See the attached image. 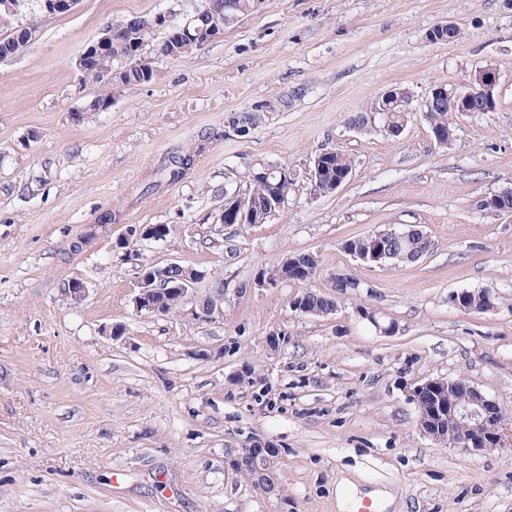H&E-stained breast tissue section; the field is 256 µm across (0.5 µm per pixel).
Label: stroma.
<instances>
[{
    "mask_svg": "<svg viewBox=\"0 0 512 512\" xmlns=\"http://www.w3.org/2000/svg\"><path fill=\"white\" fill-rule=\"evenodd\" d=\"M201 4L79 0L0 61V512H337L350 494L381 512H512V449L439 444L409 398L464 379L512 426V216L475 206L512 187V5L265 0L187 58H155L153 82H82L76 59L105 25ZM446 22L458 39L429 42ZM485 64L496 109L450 113L448 146L417 112L397 136L349 125L387 89L419 103ZM107 92L108 109L77 119ZM333 149L352 176L314 194L308 168ZM261 164L294 171L287 202L219 225ZM142 224L170 234L119 247ZM414 224L432 243L418 261L343 248ZM299 253L317 257L313 277L269 281ZM147 262L203 272L196 293L223 289V318L137 313ZM340 274L357 288L336 292ZM463 290L496 305L461 312ZM306 292L335 313L294 311ZM250 446L278 450L283 499L229 468Z\"/></svg>",
    "mask_w": 512,
    "mask_h": 512,
    "instance_id": "stroma-1",
    "label": "stroma"
}]
</instances>
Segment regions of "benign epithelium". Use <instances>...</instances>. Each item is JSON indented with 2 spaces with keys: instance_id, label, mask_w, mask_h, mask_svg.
<instances>
[{
  "instance_id": "7a95c632",
  "label": "benign epithelium",
  "mask_w": 512,
  "mask_h": 512,
  "mask_svg": "<svg viewBox=\"0 0 512 512\" xmlns=\"http://www.w3.org/2000/svg\"><path fill=\"white\" fill-rule=\"evenodd\" d=\"M78 0H39V6L49 15H63L72 11ZM138 25L147 31L156 28L174 27L179 30L178 38L193 40L199 45L214 40L222 35L220 30L202 31L190 27V22L176 23L166 14H157L154 17L141 18ZM121 29L117 25L108 24L100 36L86 44L80 52L76 66L81 72L94 60L102 59L106 51L112 46L114 39ZM500 81V73L490 64L479 66L469 76L466 83L461 86L455 84H441L433 86L419 108L413 107L414 97L407 89L391 88L378 97L373 110L365 113L363 122L358 127L374 125L381 122L382 130L396 136L403 130L401 126H394L387 118L390 103L394 100L402 103L406 111L418 110L422 113L431 112L434 108L448 105L450 112H492L496 107V90ZM321 156H316L310 170L312 190L316 195H325L336 192L347 180L343 176L336 179L328 190L321 189L316 183L320 167ZM512 200V187L484 196L479 199V208L500 213L512 214V206L504 207L502 202ZM235 206L226 211L220 224H241L247 219L243 210L242 195L233 196ZM396 234L394 230L375 232L373 242L376 246L368 253L360 254L352 248L347 251L353 257L368 264L383 265L393 258L391 252L385 249L383 240L389 235ZM202 279V274L194 273L182 279L178 288L169 287V280L158 275V270L151 265H144L140 269L138 291L134 297L136 311L147 315H163L165 308L161 305L160 297L176 292L180 296V311H187L203 321H213L224 317V289L217 288L213 295L200 300L197 298L194 285ZM451 387L456 398L445 403L437 398V393L444 388ZM410 400L418 411V424L421 430L433 440L458 447L463 451L471 452L487 448H501L512 439V431L505 427L504 419L500 417L499 404L487 398L478 388L463 379L450 381L445 378L428 379L416 385L410 391ZM278 452L259 448H244L239 456L229 461V467L238 471L241 467L250 468L253 473L254 487L270 497L274 496L283 504L288 499L278 491Z\"/></svg>"
}]
</instances>
